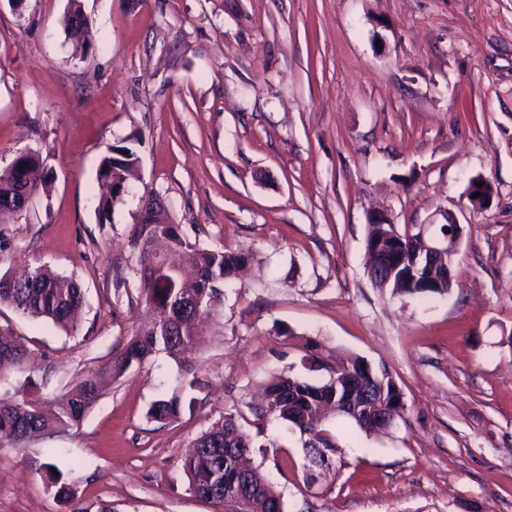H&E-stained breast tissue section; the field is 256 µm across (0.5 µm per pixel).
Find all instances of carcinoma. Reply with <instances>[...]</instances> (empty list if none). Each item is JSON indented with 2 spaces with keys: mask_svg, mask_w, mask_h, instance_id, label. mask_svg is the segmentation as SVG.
<instances>
[{
  "mask_svg": "<svg viewBox=\"0 0 512 512\" xmlns=\"http://www.w3.org/2000/svg\"><path fill=\"white\" fill-rule=\"evenodd\" d=\"M64 25L69 36L75 35L74 22L82 21L86 41L92 39V22L82 12L78 0H71ZM139 161L136 151L128 146H110L100 159L97 181L103 188L98 201V212L108 219L115 202L121 199L119 187L127 186V175ZM37 151L25 149L15 153L5 167L0 168V219L23 212L30 199L40 192V184L29 180L28 174L38 168ZM420 235L416 225L399 229L391 224L366 225V250L395 251L406 259L404 267L390 273L391 266H380V275L374 285L399 295H430L450 292L453 280L442 281V287L432 286L434 278L443 273L437 267L430 277L420 274L412 283L404 279L416 253L420 250ZM131 247L137 252L136 275L142 302L152 313L151 319L139 327L126 345L106 363L102 370L83 376L75 391L61 401L57 409L46 413L28 402L0 398V441L20 442L47 429H65L80 422L101 392V381L106 375L120 377L133 365L148 356L164 352L173 359L192 349L196 344L195 323L212 311V302L221 295L224 282L246 266L248 258L224 248H207L188 237L181 225L169 213L146 202L143 218L134 225ZM178 255L194 271L186 277L177 272H163L166 260ZM0 304L9 305L21 313L51 320L65 331L74 330L72 316L83 305L79 284L67 279L47 266L36 267L19 277L0 276ZM0 337V372L23 364L28 347L4 330ZM335 363L340 375L324 383L313 384L294 376H282L265 389L267 403L256 411L272 415L304 437L303 447L309 464L318 469L330 466L328 453L335 443L322 428L321 411L330 406L357 400L351 398L346 385L349 369L356 368L359 358L337 355ZM361 390L379 403L389 404L397 396L398 383L384 367L364 375L359 381ZM184 410L180 396L172 395L156 400L148 415L157 422L178 418ZM235 448L251 452L252 437L242 428L238 416L227 413L221 421L195 439L193 451L184 458L182 469L192 493L204 497L214 490L217 503L224 504V486L238 478V460ZM269 501L283 503V497L271 484L261 492L250 507V512H266Z\"/></svg>",
  "mask_w": 512,
  "mask_h": 512,
  "instance_id": "1",
  "label": "carcinoma"
}]
</instances>
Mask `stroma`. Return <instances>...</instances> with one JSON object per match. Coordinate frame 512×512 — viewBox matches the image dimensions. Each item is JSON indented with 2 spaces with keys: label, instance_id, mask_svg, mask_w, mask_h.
I'll use <instances>...</instances> for the list:
<instances>
[{
  "label": "stroma",
  "instance_id": "stroma-1",
  "mask_svg": "<svg viewBox=\"0 0 512 512\" xmlns=\"http://www.w3.org/2000/svg\"><path fill=\"white\" fill-rule=\"evenodd\" d=\"M0 0V168L39 151L51 181L0 225V275L74 279L72 333L0 306L34 352L0 398L49 408L127 342L147 312L131 227L145 197L207 247L249 254L200 344L107 382L79 425L0 442V512H219L181 459L227 413L284 512H512V0ZM110 146L140 157L98 214ZM492 194L467 198L474 177ZM462 228L445 295L401 296L367 272V216ZM386 367L405 411L375 434L336 420L329 472L308 484L303 437L256 416L273 378L318 383L307 340ZM180 393L173 421L147 415ZM73 496L61 501L46 471Z\"/></svg>",
  "mask_w": 512,
  "mask_h": 512
}]
</instances>
